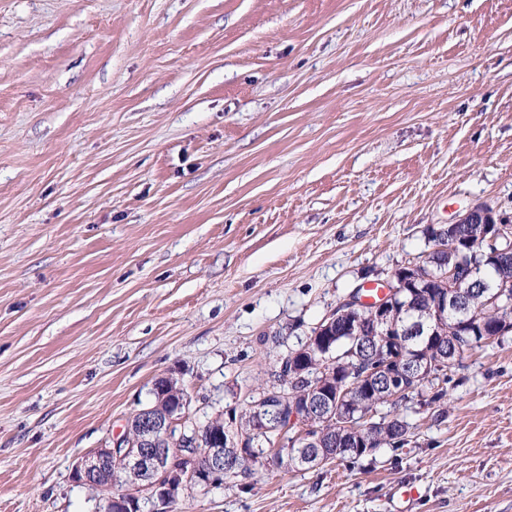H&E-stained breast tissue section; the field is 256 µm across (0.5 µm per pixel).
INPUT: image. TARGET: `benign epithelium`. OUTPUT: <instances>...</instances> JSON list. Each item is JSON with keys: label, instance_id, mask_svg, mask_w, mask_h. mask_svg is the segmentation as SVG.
Listing matches in <instances>:
<instances>
[{"label": "benign epithelium", "instance_id": "obj_1", "mask_svg": "<svg viewBox=\"0 0 512 512\" xmlns=\"http://www.w3.org/2000/svg\"><path fill=\"white\" fill-rule=\"evenodd\" d=\"M467 224L486 225V232L480 240L484 249L490 251V256L497 257L512 252V224L495 217V212L486 206L468 210L451 224L453 236H448L443 230L438 231L435 249L445 254L455 252V245L464 240L462 231L463 226ZM408 273L410 277L405 278L402 273L394 272L383 281L384 293L377 301L364 298L355 302L347 297L339 303L341 307L361 311L360 315L344 323L345 332L350 340L360 346H366L393 337L397 348L392 350V354L383 355V362L368 370L363 379L368 382L374 380L380 384H389L398 390L403 389L407 381L419 385L430 380L429 360L422 357V351L407 352L405 331L397 325L396 307L397 295L407 283H431L435 281V277L420 262L408 264ZM482 279L481 272L474 266L455 264L448 268V272L441 276L446 290L429 310L427 321L417 326L418 332L424 336L434 337L432 323H441L450 312L456 315L457 325L461 328L481 326L488 309L512 305V280L509 278L502 279L496 290L487 292V297L479 308L472 309L463 304L465 292L461 291V285H478ZM323 386L322 382L312 384L308 388V396L302 407L292 408L289 415V423H296L301 427L299 435L303 438L305 446L309 444L307 432L310 430V424L319 420L327 421L338 413L336 402L327 396ZM265 400L266 397L263 396L252 401L250 407L262 430L270 431L280 426L282 414L278 410H268ZM190 424L192 421L187 395L178 399L177 405L167 411L158 412L153 407L140 410L135 414V418L128 422L127 429L134 430L133 437H122L111 446L99 448L83 457L73 468V480L105 494L102 512H112L117 489L120 490L121 499L138 512H169L171 503L175 502L183 487L190 483L206 485L208 481L204 476L224 473L223 445L228 443L232 447L243 448L248 440L244 433L232 434L227 438L220 431L213 433L210 443H218L220 447L205 449L204 470L192 467L182 475L180 483L175 484L169 476L171 461L176 457L197 458L199 453L175 446L167 448L165 443L170 440L174 427L184 428ZM114 458L123 462V469L119 475L112 472ZM330 458V454L317 450L309 455L301 452L289 459V462L305 463L314 469Z\"/></svg>", "mask_w": 512, "mask_h": 512}]
</instances>
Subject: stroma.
<instances>
[{"label": "stroma", "mask_w": 512, "mask_h": 512, "mask_svg": "<svg viewBox=\"0 0 512 512\" xmlns=\"http://www.w3.org/2000/svg\"><path fill=\"white\" fill-rule=\"evenodd\" d=\"M478 205L512 220V0H0V512H95L72 467L157 378L206 423ZM405 417L171 512H512V335Z\"/></svg>", "instance_id": "obj_1"}]
</instances>
